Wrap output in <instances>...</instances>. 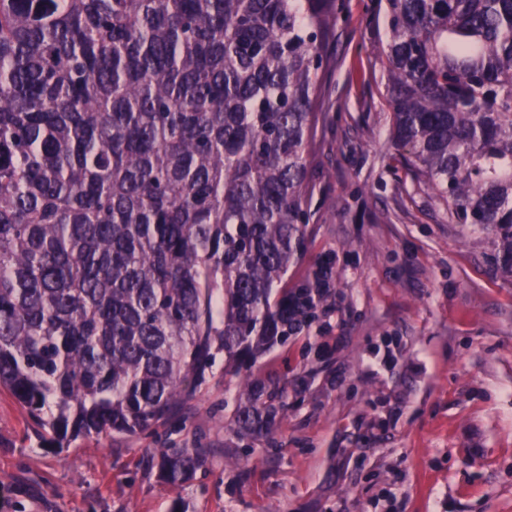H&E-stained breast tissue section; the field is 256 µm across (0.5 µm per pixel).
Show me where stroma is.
Listing matches in <instances>:
<instances>
[{"label": "stroma", "instance_id": "stroma-1", "mask_svg": "<svg viewBox=\"0 0 512 512\" xmlns=\"http://www.w3.org/2000/svg\"><path fill=\"white\" fill-rule=\"evenodd\" d=\"M378 0H343L307 156L311 217L289 284L331 269L309 327L239 375L216 361L156 430L57 448L0 389V512H512V279L481 233L394 171ZM286 390L268 434L231 425L246 377ZM207 463L179 488L149 458Z\"/></svg>", "mask_w": 512, "mask_h": 512}]
</instances>
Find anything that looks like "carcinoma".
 <instances>
[{
	"label": "carcinoma",
	"mask_w": 512,
	"mask_h": 512,
	"mask_svg": "<svg viewBox=\"0 0 512 512\" xmlns=\"http://www.w3.org/2000/svg\"><path fill=\"white\" fill-rule=\"evenodd\" d=\"M340 0H0V388L65 448L154 430L328 304L288 287ZM411 181L512 277V0H386ZM284 390L232 414L269 432ZM172 487L205 463L158 450Z\"/></svg>",
	"instance_id": "carcinoma-1"
}]
</instances>
